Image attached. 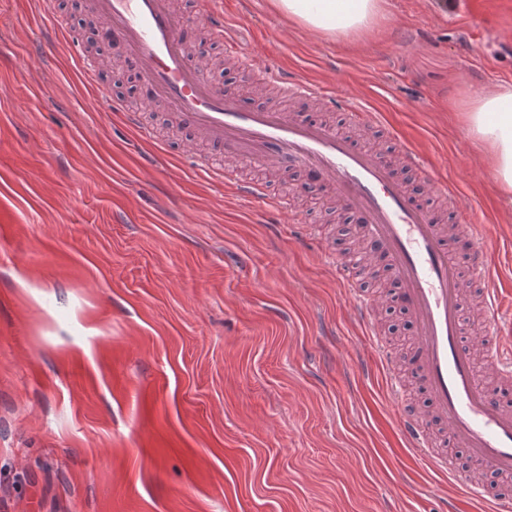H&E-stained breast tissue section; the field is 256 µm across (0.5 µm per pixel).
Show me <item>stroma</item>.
Wrapping results in <instances>:
<instances>
[{
    "instance_id": "35a3bbf8",
    "label": "stroma",
    "mask_w": 512,
    "mask_h": 512,
    "mask_svg": "<svg viewBox=\"0 0 512 512\" xmlns=\"http://www.w3.org/2000/svg\"><path fill=\"white\" fill-rule=\"evenodd\" d=\"M240 58L194 55L226 94L281 103L261 70L304 75L375 111L491 231L489 272L512 319V202L468 132L478 97L512 86V0H384L372 30L333 40L272 0H223ZM94 0H0V512H443L455 485L394 427L384 373L336 278L347 213L300 170L246 167L285 205L235 196L224 164L167 109L116 92L154 145L106 111L57 20L86 42ZM395 356L412 321L371 291Z\"/></svg>"
}]
</instances>
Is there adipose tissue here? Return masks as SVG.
I'll use <instances>...</instances> for the list:
<instances>
[{
    "instance_id": "obj_1",
    "label": "adipose tissue",
    "mask_w": 512,
    "mask_h": 512,
    "mask_svg": "<svg viewBox=\"0 0 512 512\" xmlns=\"http://www.w3.org/2000/svg\"><path fill=\"white\" fill-rule=\"evenodd\" d=\"M273 4L302 30L331 38L369 29L381 12L380 0H273ZM467 125L490 151L500 192L512 195V90L481 96L468 112Z\"/></svg>"
}]
</instances>
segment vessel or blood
Returning a JSON list of instances; mask_svg holds the SVG:
<instances>
[{"instance_id": "vessel-or-blood-1", "label": "vessel or blood", "mask_w": 512, "mask_h": 512, "mask_svg": "<svg viewBox=\"0 0 512 512\" xmlns=\"http://www.w3.org/2000/svg\"><path fill=\"white\" fill-rule=\"evenodd\" d=\"M96 6L99 41L111 52L132 58L139 81L154 100L165 103L182 127L218 144L230 160V167L215 171L217 181L239 197L276 210L282 201L263 182L241 178L236 164L299 167L312 181L331 186L342 205L359 217L374 260L394 284V300L418 327L406 364L429 400V416L419 415L408 401L392 350L381 342L376 345L405 446L427 469L461 486L462 495L450 500L448 512H477L483 504L492 512H512L511 497L491 494L481 480L457 466L461 452L482 470L512 478V410L505 408L500 394L479 382L475 369V355L483 353L502 391L512 389V339L498 325L502 301L488 275L487 227L459 223L456 187L437 182L443 208L432 209L403 176L407 170L425 172L422 157L413 146L399 143L401 164L396 167L381 149L363 145L361 136L379 129L381 122L359 105L345 108L354 129L349 135L327 121L275 107L250 108L225 95L222 85L194 62L186 43L187 19L170 0H96ZM195 19L226 51H235L234 29L224 20L222 0H197ZM262 77L289 99L316 95L309 81L279 67H264ZM102 100L127 127L141 128L140 112L107 94ZM336 273L353 296L355 321L376 334L374 301L360 293L356 273L344 264L337 265ZM473 291L482 306L483 329L476 336L469 321ZM434 420L441 433L431 430Z\"/></svg>"}]
</instances>
